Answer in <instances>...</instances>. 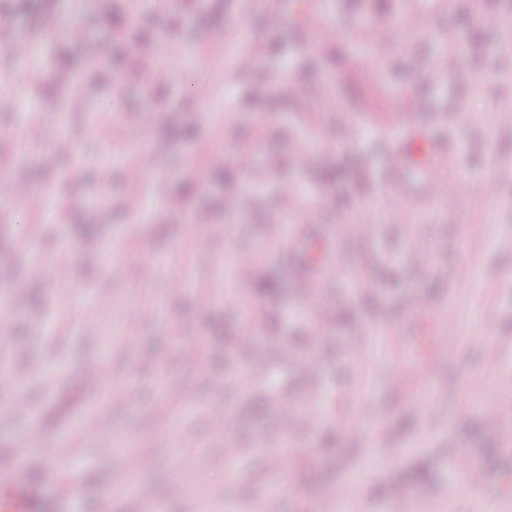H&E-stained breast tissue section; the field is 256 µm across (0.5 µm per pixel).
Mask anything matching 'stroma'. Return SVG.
<instances>
[{
  "mask_svg": "<svg viewBox=\"0 0 512 512\" xmlns=\"http://www.w3.org/2000/svg\"><path fill=\"white\" fill-rule=\"evenodd\" d=\"M297 2L0 0V30L40 38L42 60L27 82L0 39V95L21 89L0 171L66 198L0 210V490L18 512H259L274 493L281 512L331 495L333 512H504L512 450L488 412L512 413V56L491 49L512 45V0H311L322 35ZM132 151L154 165L135 213ZM428 176L457 195L427 198ZM305 227L342 277L297 262Z\"/></svg>",
  "mask_w": 512,
  "mask_h": 512,
  "instance_id": "stroma-1",
  "label": "stroma"
}]
</instances>
